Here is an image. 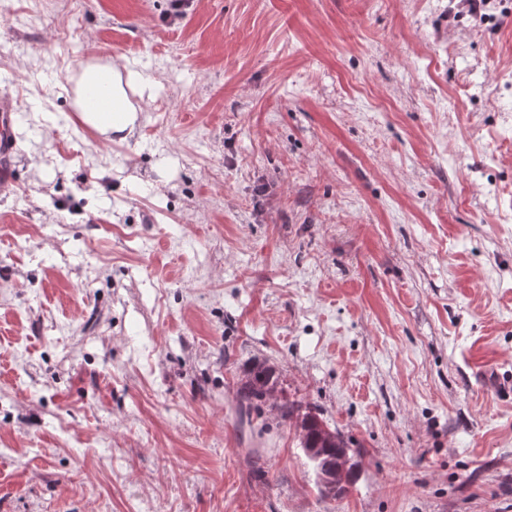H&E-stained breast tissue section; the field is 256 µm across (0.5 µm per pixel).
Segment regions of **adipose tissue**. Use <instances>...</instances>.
<instances>
[{"instance_id": "obj_1", "label": "adipose tissue", "mask_w": 512, "mask_h": 512, "mask_svg": "<svg viewBox=\"0 0 512 512\" xmlns=\"http://www.w3.org/2000/svg\"><path fill=\"white\" fill-rule=\"evenodd\" d=\"M133 70H120L117 64L92 63L81 71L76 85L82 97H96L105 107L99 112H82V123L100 133L116 131L134 135L139 126V110L129 101L127 87L140 84Z\"/></svg>"}]
</instances>
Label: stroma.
Segmentation results:
<instances>
[{
    "instance_id": "obj_1",
    "label": "stroma",
    "mask_w": 512,
    "mask_h": 512,
    "mask_svg": "<svg viewBox=\"0 0 512 512\" xmlns=\"http://www.w3.org/2000/svg\"><path fill=\"white\" fill-rule=\"evenodd\" d=\"M5 93L0 512H512V0H0ZM122 70L125 81L115 63L86 65L76 81L78 91L84 100L88 97L103 101L105 108L99 112H77H81V121L86 127L102 134L109 131L126 133L125 138L134 135L140 126L138 113L144 110L129 102L125 89V86L141 84V76L127 65H123ZM18 112V99L13 96L0 98V183L12 180L14 168V124ZM242 389L246 399L250 403L256 401L257 406H259L258 402L265 403L272 393L281 394L278 403L280 418L284 423H288L289 427H293L298 434L299 447L314 475L315 485L320 493L323 490L329 495L335 492L337 494L351 463L347 444L341 435L329 428L319 413L309 407H303L295 400H290L281 387L276 371L271 367L259 365L253 368ZM342 448H344V454L336 463L342 454ZM333 462L336 466L330 467L327 471L326 467ZM325 468L320 484V472ZM346 491V485L342 486L340 495L345 494Z\"/></svg>"
}]
</instances>
